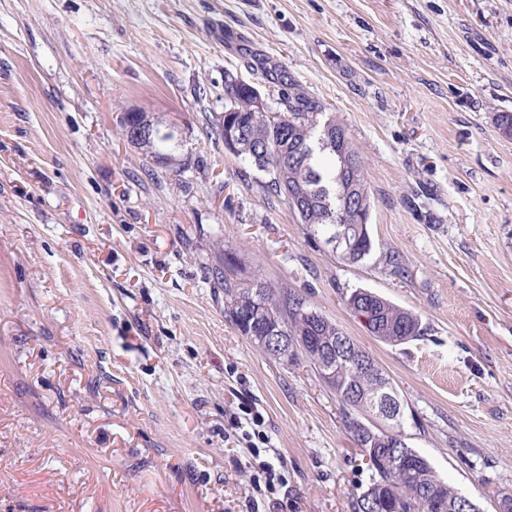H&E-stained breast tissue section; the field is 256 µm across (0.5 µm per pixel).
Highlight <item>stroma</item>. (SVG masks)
Returning <instances> with one entry per match:
<instances>
[{"label":"stroma","instance_id":"35a3bbf8","mask_svg":"<svg viewBox=\"0 0 512 512\" xmlns=\"http://www.w3.org/2000/svg\"><path fill=\"white\" fill-rule=\"evenodd\" d=\"M342 121L372 251L347 264L216 134L248 55ZM178 127L175 180L122 136ZM512 0H0V512H247L257 405L286 493L352 512L370 471L335 393L253 348L208 272L221 250L303 295L385 370L411 444L497 512L512 494ZM422 319L394 345L347 307ZM356 297L360 298L355 302ZM348 305L367 331L382 342L403 344L425 334L418 315L369 290L354 291Z\"/></svg>","mask_w":512,"mask_h":512}]
</instances>
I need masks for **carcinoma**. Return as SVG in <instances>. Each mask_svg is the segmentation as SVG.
Here are the masks:
<instances>
[{"label":"carcinoma","instance_id":"obj_1","mask_svg":"<svg viewBox=\"0 0 512 512\" xmlns=\"http://www.w3.org/2000/svg\"><path fill=\"white\" fill-rule=\"evenodd\" d=\"M224 98V123L240 133L236 157L266 176L262 185L266 195L285 202L297 223L341 261L357 264L365 260L372 250L369 187L365 163L344 124L325 116V106L295 83L281 92L278 115L273 119L264 112L251 111V97L244 84L224 85ZM135 119L155 133L136 143L122 120L123 137L151 161L166 165L175 148V133L167 131L163 120L153 114L138 112ZM243 272L238 255L228 250L224 251V267L212 270L215 285L224 290L226 317L253 347L270 359L282 360L242 327L241 321L254 313L288 337L298 341L315 338L314 347L292 356L294 360L305 357L315 370L318 351L336 347V382L329 387L336 393L346 433L368 459L371 470L366 488L354 498V512H440V507L448 504L455 505L457 512H470L468 505L457 503L461 493L410 446L404 449V466L378 467L376 460L391 449L386 434L381 432L375 439L370 433L377 419V404L383 393L396 398L399 393L373 356L302 295ZM348 305L367 331L382 342L403 344L425 334L418 315L369 290L354 291Z\"/></svg>","mask_w":512,"mask_h":512}]
</instances>
